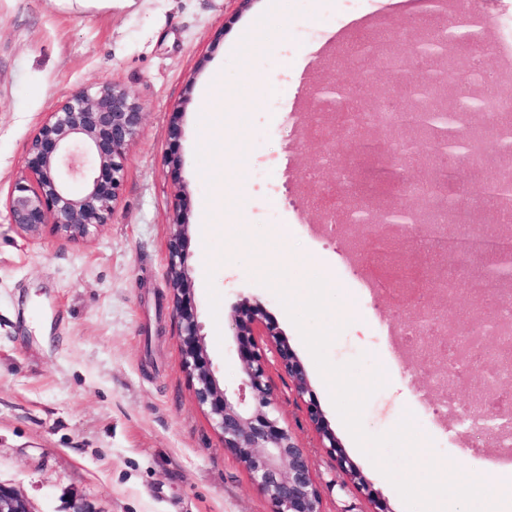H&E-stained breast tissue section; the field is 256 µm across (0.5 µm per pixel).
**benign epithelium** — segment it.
Here are the masks:
<instances>
[{"label": "benign epithelium", "mask_w": 512, "mask_h": 512, "mask_svg": "<svg viewBox=\"0 0 512 512\" xmlns=\"http://www.w3.org/2000/svg\"><path fill=\"white\" fill-rule=\"evenodd\" d=\"M430 31L415 28L403 52L383 53L373 40H362L355 51H364L380 69L388 70L391 60L405 67L413 65L414 54L428 41ZM321 112H335L336 83L327 81L311 92ZM395 88L387 86L377 106L367 114L368 124L393 139L387 123L406 131L403 135L410 155L414 134L420 127H429L432 113L423 110L400 111L395 106ZM143 112L126 90L115 83H102L82 88L59 104L35 131L24 159L25 176L11 186L7 205L12 223L36 231L46 224L63 237L76 239L90 234L91 228L107 223L114 212L124 180L126 151L142 124ZM435 143L448 147L435 168L444 170L448 162L456 163L462 156L451 151L453 135L431 128L425 146ZM92 171L76 190L73 180L81 174L84 161ZM393 186L409 200L424 196L437 199L436 209L416 210L404 206L389 208L373 219L357 200L352 199L349 214L356 223L379 222L382 234L377 237L381 250L393 248L394 238L388 230L401 229L407 238L424 233L425 225L433 223L436 210L452 207L474 213L483 208V192L479 188L452 196L436 184L410 181L402 172H393ZM189 237L188 198L181 199L168 241L167 275L173 292L176 318L180 324L183 366L194 385L198 405L206 409L214 428L224 441V448L233 452L244 465L251 481L270 499L272 512H322L320 492L309 455L292 429L277 413L275 399L268 381V362L257 350L256 337L264 336L277 364L288 372L294 391L306 401L308 420L318 447L333 457L345 483L370 495L361 473L346 456L335 434L328 427L316 404L304 369L278 327L268 319L264 306L244 303L234 315V336L242 362L241 384L228 388L220 384L205 348L202 326L197 320L191 300L187 252ZM419 282L416 297L406 303L412 316L434 320L447 311L431 304L430 289L442 290L444 283L429 276L428 265L416 256L403 258ZM0 512H32L27 500L15 489L0 484Z\"/></svg>", "instance_id": "7a95c632"}]
</instances>
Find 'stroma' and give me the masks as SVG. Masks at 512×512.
<instances>
[{
	"label": "stroma",
	"mask_w": 512,
	"mask_h": 512,
	"mask_svg": "<svg viewBox=\"0 0 512 512\" xmlns=\"http://www.w3.org/2000/svg\"><path fill=\"white\" fill-rule=\"evenodd\" d=\"M407 18L397 0H251L244 9L237 0H113L111 8L87 10L0 0V484L33 512H272L197 404L183 367L166 250L181 190L193 204L211 203L206 217L191 209L187 250L191 298L218 377L240 383L232 318L242 303L260 301L370 488L364 494L344 485L334 458L315 447L287 372L270 365L280 415L309 449L323 512H373L379 502L389 512L407 509L358 451L298 329L258 283L271 268L285 271L296 298L306 297V281L317 275L338 288L334 309L349 306L327 355L335 364L362 359V378L384 368L387 382L362 415L368 434L389 432L409 411L422 436L412 469L500 461L491 440L428 421L423 409L434 380L420 371L417 354L393 365L394 331L409 315L388 295L362 288L353 271L370 231L321 233L302 176L322 167L330 144L336 165L353 172L366 156L341 129L325 142L270 123L274 110L308 115L312 88L350 77L341 44L400 40ZM251 41L260 50L249 58L239 46ZM105 81L123 85L144 110L112 217L79 240L47 226L37 235L21 230L7 197L36 128L72 92ZM208 90L209 125L202 114ZM361 141L384 147L386 164L403 167L407 179L444 181L458 192L473 181L463 164L446 175L406 166L403 145H386L379 128L363 130ZM173 152L181 160L176 174L165 164Z\"/></svg>",
	"instance_id": "1"
}]
</instances>
